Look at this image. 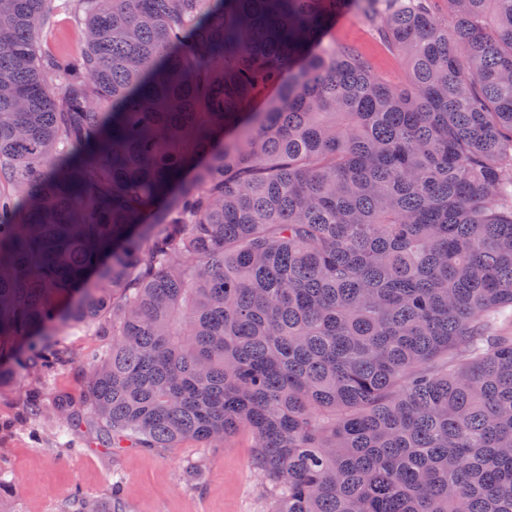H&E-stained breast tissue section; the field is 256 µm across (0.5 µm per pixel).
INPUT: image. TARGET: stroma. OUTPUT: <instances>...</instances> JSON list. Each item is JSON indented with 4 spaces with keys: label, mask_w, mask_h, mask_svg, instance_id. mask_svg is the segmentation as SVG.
Instances as JSON below:
<instances>
[{
    "label": "stroma",
    "mask_w": 512,
    "mask_h": 512,
    "mask_svg": "<svg viewBox=\"0 0 512 512\" xmlns=\"http://www.w3.org/2000/svg\"><path fill=\"white\" fill-rule=\"evenodd\" d=\"M336 41L354 46L372 72L392 81L408 77L402 55L381 40L365 18L350 14L336 25ZM80 367L46 377L16 369L0 384V473L18 490L7 512H60L73 494L106 512L120 502L122 512H267L271 492L253 465L251 439L241 432L223 442L186 440L176 448H98L99 426L92 410L60 447L61 421H31L29 397L52 405L57 394L80 395Z\"/></svg>",
    "instance_id": "1"
}]
</instances>
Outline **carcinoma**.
<instances>
[{"mask_svg": "<svg viewBox=\"0 0 512 512\" xmlns=\"http://www.w3.org/2000/svg\"><path fill=\"white\" fill-rule=\"evenodd\" d=\"M443 2L0 0V381L87 329L52 410L99 448L246 431L269 512H512V0ZM336 20V42L352 45L368 60L372 72L391 81H405L408 69L403 56L381 40L371 25L360 15L350 14ZM63 18L64 16L57 17L60 21L57 23L53 46L64 52L77 51L83 40L81 27L74 22L64 20Z\"/></svg>", "mask_w": 512, "mask_h": 512, "instance_id": "cac0c4a2", "label": "carcinoma"}]
</instances>
